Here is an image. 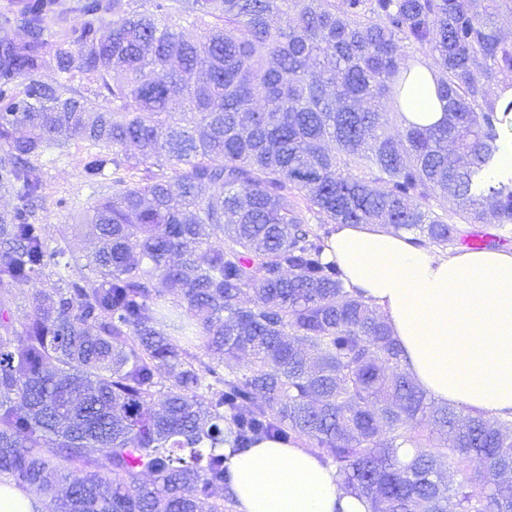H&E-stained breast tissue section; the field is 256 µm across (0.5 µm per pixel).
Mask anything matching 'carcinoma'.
Listing matches in <instances>:
<instances>
[{
	"instance_id": "obj_1",
	"label": "carcinoma",
	"mask_w": 512,
	"mask_h": 512,
	"mask_svg": "<svg viewBox=\"0 0 512 512\" xmlns=\"http://www.w3.org/2000/svg\"><path fill=\"white\" fill-rule=\"evenodd\" d=\"M503 10L17 0L4 22L24 39L0 40V190L16 200L0 211V477L50 495L48 512H226L228 455L303 440L372 512H512V420L435 402L325 256L328 224L457 243L442 199L465 224H512V176L489 175L512 114ZM416 67L436 75L438 124L401 109ZM75 131L87 181L112 171L74 218L96 241L85 273L70 227L51 242L37 214V162Z\"/></svg>"
}]
</instances>
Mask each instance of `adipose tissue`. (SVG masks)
I'll use <instances>...</instances> for the list:
<instances>
[{
  "label": "adipose tissue",
  "instance_id": "1",
  "mask_svg": "<svg viewBox=\"0 0 512 512\" xmlns=\"http://www.w3.org/2000/svg\"><path fill=\"white\" fill-rule=\"evenodd\" d=\"M411 122L444 117L433 74H410ZM325 255L345 284L384 315L406 367L435 400L512 415V250L442 255L378 224H340ZM238 512H371L307 449L264 440L230 457Z\"/></svg>",
  "mask_w": 512,
  "mask_h": 512
}]
</instances>
